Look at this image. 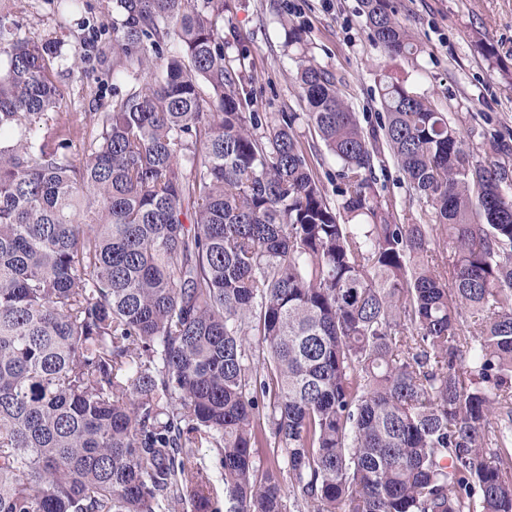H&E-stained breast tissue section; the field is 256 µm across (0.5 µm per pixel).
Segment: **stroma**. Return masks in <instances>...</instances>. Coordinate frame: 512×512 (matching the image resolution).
Here are the masks:
<instances>
[{"instance_id": "35a3bbf8", "label": "stroma", "mask_w": 512, "mask_h": 512, "mask_svg": "<svg viewBox=\"0 0 512 512\" xmlns=\"http://www.w3.org/2000/svg\"><path fill=\"white\" fill-rule=\"evenodd\" d=\"M396 16L421 48L416 56L389 58L370 36L361 0H231L224 15V47L243 56L249 79V112H303L295 83L294 49L278 23L286 17L305 33L315 63L340 79V89L359 117L380 109L378 81L392 73L435 107L459 119L465 139L478 144L498 135L507 143L500 163L512 169V0H392ZM22 35L57 37L62 56L51 68L63 89L61 112L75 121L111 107L125 91L112 80V41L96 39L89 22H107V0H87L82 12L64 15L56 0H11ZM494 57H487L486 48ZM81 68L68 69L71 56Z\"/></svg>"}]
</instances>
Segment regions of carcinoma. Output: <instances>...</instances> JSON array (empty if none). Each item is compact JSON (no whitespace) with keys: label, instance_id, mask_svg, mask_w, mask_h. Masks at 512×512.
<instances>
[{"label":"carcinoma","instance_id":"cac0c4a2","mask_svg":"<svg viewBox=\"0 0 512 512\" xmlns=\"http://www.w3.org/2000/svg\"><path fill=\"white\" fill-rule=\"evenodd\" d=\"M362 4L385 54L420 53L390 0ZM230 8L112 0L126 90L78 160L59 40L0 12V512H209L203 448L224 512H512L502 141L466 145L386 74L364 126L303 51L308 111L244 112ZM387 168L388 179L383 180L381 177L380 181L378 182L379 191L385 196L393 197L396 201L398 223H411V219L416 216V206L409 202L405 185L402 183V181L401 183L398 181L401 175L391 160H389ZM382 185H384V188H382Z\"/></svg>","mask_w":512,"mask_h":512}]
</instances>
